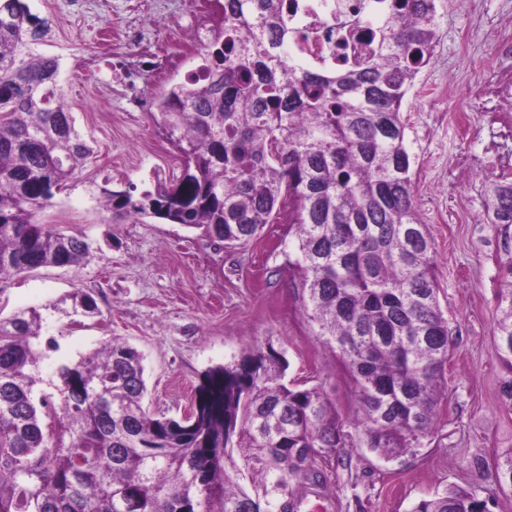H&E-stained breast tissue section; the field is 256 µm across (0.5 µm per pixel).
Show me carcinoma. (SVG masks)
<instances>
[{
	"label": "carcinoma",
	"instance_id": "1",
	"mask_svg": "<svg viewBox=\"0 0 512 512\" xmlns=\"http://www.w3.org/2000/svg\"><path fill=\"white\" fill-rule=\"evenodd\" d=\"M439 0H391L368 31L374 48L336 69L302 68L283 0H224L202 64L154 101L181 173L106 208L250 242L283 208L295 229L304 311L350 374L367 446L387 457L435 430L452 350L438 301L436 255L413 205L402 102L430 61ZM48 22L0 0V278L76 266L90 244L39 221L93 155L57 90L59 62L34 46ZM487 223L512 277V182L485 189ZM500 358L512 407V290L501 297ZM67 318L99 315L76 291ZM39 309L0 318V512H297L292 481L323 485L319 463L352 448L316 387H289L274 349L204 372L183 418L153 413L140 353L115 338L63 361ZM274 472L277 501L240 488L227 469L237 431ZM512 491V452L493 486L450 487L413 512H488Z\"/></svg>",
	"mask_w": 512,
	"mask_h": 512
}]
</instances>
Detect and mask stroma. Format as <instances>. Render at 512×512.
Returning a JSON list of instances; mask_svg holds the SVG:
<instances>
[{"mask_svg":"<svg viewBox=\"0 0 512 512\" xmlns=\"http://www.w3.org/2000/svg\"><path fill=\"white\" fill-rule=\"evenodd\" d=\"M26 2L50 24L36 50L58 58V87L94 147L41 215L84 236L89 258L0 279V317L41 308L43 335L61 344L43 360V373L118 338L143 356L150 411L180 417L207 369L274 348L288 363L286 383L322 389L355 441L323 469L325 512H411L448 487L480 482L481 465L495 466L512 451V408L500 394L506 372L495 337L505 256L486 222L482 191L485 182L512 179V168L500 163L512 140L497 138L499 119L512 122V112L502 116L483 103L487 87L503 99L512 94L496 54L501 30H512V0H444L433 55L401 108L414 203L434 241L454 349L434 433L398 457L366 447L351 381L303 310L301 284L288 266L295 240L287 212L246 246L227 248L203 230L156 218L113 222L101 205L104 190L140 192L181 170L153 100L201 62L185 0ZM130 29L156 57L176 58L178 66L136 86L114 77V59L147 66L125 39ZM79 289L93 295L101 314L74 324L52 306ZM228 454L238 483L264 496L274 480L264 454L245 435L234 437Z\"/></svg>","mask_w":512,"mask_h":512,"instance_id":"obj_1","label":"stroma"}]
</instances>
